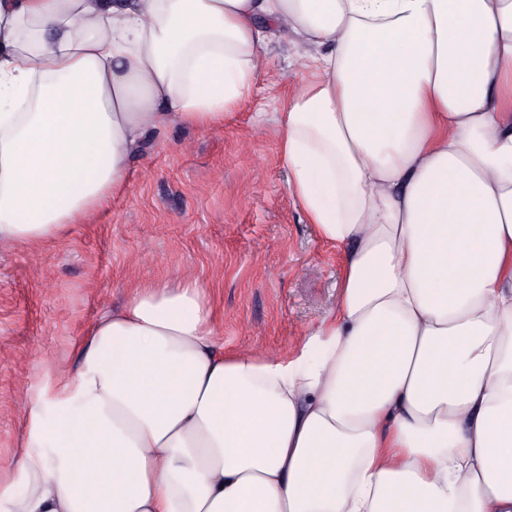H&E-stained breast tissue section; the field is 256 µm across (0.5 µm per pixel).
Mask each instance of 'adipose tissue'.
Segmentation results:
<instances>
[{
    "label": "adipose tissue",
    "mask_w": 512,
    "mask_h": 512,
    "mask_svg": "<svg viewBox=\"0 0 512 512\" xmlns=\"http://www.w3.org/2000/svg\"><path fill=\"white\" fill-rule=\"evenodd\" d=\"M278 32L335 308L240 354L197 282H140L29 406L0 512H512V0H0V251L108 206L146 134L223 125Z\"/></svg>",
    "instance_id": "obj_1"
}]
</instances>
